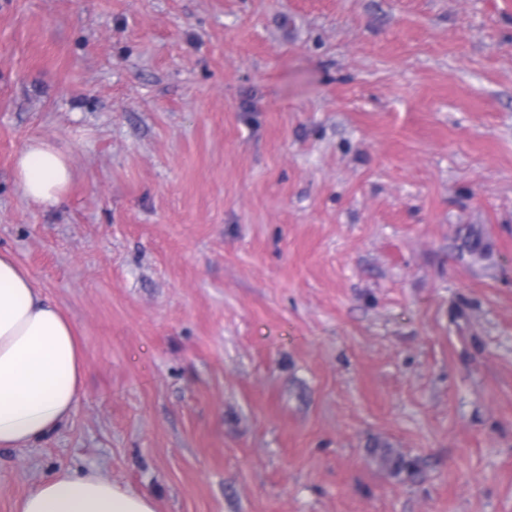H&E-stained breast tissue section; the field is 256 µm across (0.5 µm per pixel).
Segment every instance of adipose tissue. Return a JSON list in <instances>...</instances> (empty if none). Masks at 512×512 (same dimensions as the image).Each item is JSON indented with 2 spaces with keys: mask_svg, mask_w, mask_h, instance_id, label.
<instances>
[{
  "mask_svg": "<svg viewBox=\"0 0 512 512\" xmlns=\"http://www.w3.org/2000/svg\"><path fill=\"white\" fill-rule=\"evenodd\" d=\"M15 172L23 196L41 206L58 202L73 177L66 153L45 140L19 153ZM84 374L83 344L70 320L0 253V447H24L69 421ZM16 512H156V505L95 470L63 466L30 489Z\"/></svg>",
  "mask_w": 512,
  "mask_h": 512,
  "instance_id": "1",
  "label": "adipose tissue"
}]
</instances>
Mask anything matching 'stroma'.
I'll return each mask as SVG.
<instances>
[{"label":"stroma","mask_w":512,"mask_h":512,"mask_svg":"<svg viewBox=\"0 0 512 512\" xmlns=\"http://www.w3.org/2000/svg\"><path fill=\"white\" fill-rule=\"evenodd\" d=\"M0 250L86 368L0 512H512V0H0ZM15 172L23 196L41 206L58 202L73 177L66 153L45 140H34L19 153ZM16 512H157L154 499L122 488L89 469L62 466L30 489Z\"/></svg>","instance_id":"35a3bbf8"}]
</instances>
